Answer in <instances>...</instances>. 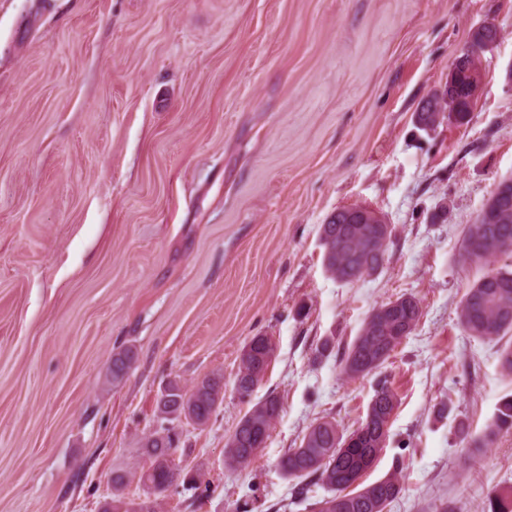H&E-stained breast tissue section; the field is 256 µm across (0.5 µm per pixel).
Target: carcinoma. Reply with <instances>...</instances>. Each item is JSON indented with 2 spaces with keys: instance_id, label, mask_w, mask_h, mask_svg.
<instances>
[{
  "instance_id": "obj_1",
  "label": "carcinoma",
  "mask_w": 512,
  "mask_h": 512,
  "mask_svg": "<svg viewBox=\"0 0 512 512\" xmlns=\"http://www.w3.org/2000/svg\"><path fill=\"white\" fill-rule=\"evenodd\" d=\"M469 85L460 83L450 97L436 101L439 110H459L464 121L475 102L470 100ZM349 208L336 210L320 227L323 266L334 279L350 283L352 272L364 267L375 274L382 270L393 231L383 232L373 224L356 229L350 240L344 238ZM483 251L476 263L487 270L466 291L460 303L458 321L469 336L500 343L499 362L512 375V340L503 341L512 331V269L493 268L491 264L512 253V194L502 197L485 214H478L467 225L462 238V257L471 259L474 250ZM422 315L421 301L412 293H403L373 312L363 322L357 336L340 358L341 373L349 380L373 374L387 363L392 353L416 329ZM275 357L270 337L250 339L241 354L235 378V390L242 398L252 395ZM134 360L130 347L113 352L107 369L112 384L120 383ZM224 401V376L216 371L187 386L172 379L156 399L157 425L139 440L140 461L134 472L145 490L139 501L125 495L128 475L115 473L111 496L102 512H160V498L179 493V489L209 495V484L198 473L186 470L174 458L175 426L186 422L207 424ZM399 407L397 394L385 378L378 381L368 402L365 417L351 431L339 428L332 420L316 422L307 429L300 444L288 449L279 460V469L297 481L294 505L310 512H385L398 498L403 485L398 470L364 483L363 476L375 465L386 447L391 421ZM281 402L269 393L258 401L237 423L224 448V463L231 469L248 466L265 447L270 431L279 417ZM512 431V398L502 401L497 414L483 433L475 437L464 420L457 422L455 434L460 442L473 448H489L497 437ZM321 488L325 495L312 498ZM485 512H512V486L488 496Z\"/></svg>"
}]
</instances>
